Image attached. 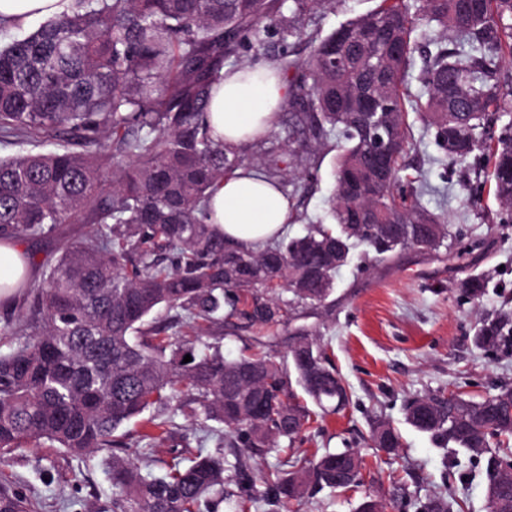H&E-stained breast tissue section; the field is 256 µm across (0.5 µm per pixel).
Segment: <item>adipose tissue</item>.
<instances>
[{
	"label": "adipose tissue",
	"mask_w": 512,
	"mask_h": 512,
	"mask_svg": "<svg viewBox=\"0 0 512 512\" xmlns=\"http://www.w3.org/2000/svg\"><path fill=\"white\" fill-rule=\"evenodd\" d=\"M72 0H0V17L24 25L68 10ZM286 95V84L267 65L225 67L211 90L206 112L213 139L240 147L269 132ZM293 213L291 202L261 171L241 167L227 176L210 202V223L226 242L257 248L283 237Z\"/></svg>",
	"instance_id": "ef3b65f1"
}]
</instances>
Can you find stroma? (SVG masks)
Returning a JSON list of instances; mask_svg holds the SVG:
<instances>
[{
  "label": "stroma",
  "mask_w": 512,
  "mask_h": 512,
  "mask_svg": "<svg viewBox=\"0 0 512 512\" xmlns=\"http://www.w3.org/2000/svg\"><path fill=\"white\" fill-rule=\"evenodd\" d=\"M407 121L417 142L405 157L421 201L446 220L448 246L440 252L408 247L389 260H375L360 247L336 275V288L325 305L307 306L301 323L315 331L329 360L342 377L349 405L342 411L311 407L296 447L307 456L346 448L363 460L362 484L348 490L311 489L281 512H356L365 497L385 502L387 512H416L435 495L453 496L463 512H486L484 463L466 460L453 447H439L406 424L410 398L459 392L480 399L512 386V351L475 347L473 327L479 318L512 309V223L497 210L470 204L481 182L477 164L443 161L416 113ZM336 151L321 154L313 179L293 198L301 221L290 224L292 236L305 234L311 221L327 217L334 194ZM90 224L58 225L54 236L24 239L20 245L30 264V284H40L58 255L59 240H80ZM485 276L487 288L470 300L462 281ZM174 437L153 454L138 458L142 471L161 472L182 443L203 442L215 451L224 425L207 430L191 408L170 411ZM390 422L401 434L397 453L375 448V421ZM112 454L75 456L48 446L20 448L0 459V483L43 500L44 512H112Z\"/></svg>",
  "instance_id": "1"
}]
</instances>
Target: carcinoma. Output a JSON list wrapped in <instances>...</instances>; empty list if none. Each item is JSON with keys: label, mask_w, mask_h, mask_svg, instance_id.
I'll return each instance as SVG.
<instances>
[{"label": "carcinoma", "mask_w": 512, "mask_h": 512, "mask_svg": "<svg viewBox=\"0 0 512 512\" xmlns=\"http://www.w3.org/2000/svg\"><path fill=\"white\" fill-rule=\"evenodd\" d=\"M331 0H292L289 11L314 18ZM280 0H76L70 13L48 18L0 45V138L66 136L48 152L0 158V239L51 236L58 224H94L80 241H61V255L29 293L30 332L0 351V454L49 442L74 455L122 445L118 430L147 409L136 447L150 450L170 436L172 406L195 405L203 421L236 434L229 450L183 449L161 476L112 457V512H200L224 504L244 512L243 496L271 503L296 500L309 488L346 489L356 470L336 481L349 451L325 453L260 493L249 460L263 448L291 447L308 421L299 386L320 408L349 403L342 378L307 332L288 360L277 359L266 330L290 328L291 311L325 302L335 288L336 256L348 262L363 246L379 260L417 244L437 251L447 225L425 208L401 175L413 145L412 109L452 164L473 157L481 191L512 222V123L494 130L490 114L512 117V0H381L366 13L323 33L297 28ZM421 36L434 46L421 73L426 99L405 78ZM459 37L448 47V34ZM304 36L307 58H292L290 39ZM278 40L275 66L285 78L281 111L288 145L278 153L258 138L251 162L268 180L301 189L320 151L340 149L334 169L332 225L313 224L295 237L257 249H231L208 223L216 186L244 166L238 149L214 140L205 120L211 88L226 64ZM344 67H330L334 55ZM380 98L387 129L373 136L367 116L348 106L355 95ZM384 150L388 162L376 168ZM112 194L104 195L107 182ZM283 289L292 294L284 298ZM190 329L238 320L242 353L226 358L219 342L160 338V314ZM479 348L512 347V313L475 328ZM192 361L183 362L185 356ZM467 420L443 395L405 405L407 423L439 445L454 443L485 460L488 512H512L498 497L512 473V388L469 401ZM373 443L401 447L398 431L377 421ZM235 485L239 493L229 490ZM455 499L434 496L419 512H453ZM0 512H43V503L0 486Z\"/></svg>", "instance_id": "obj_1"}]
</instances>
